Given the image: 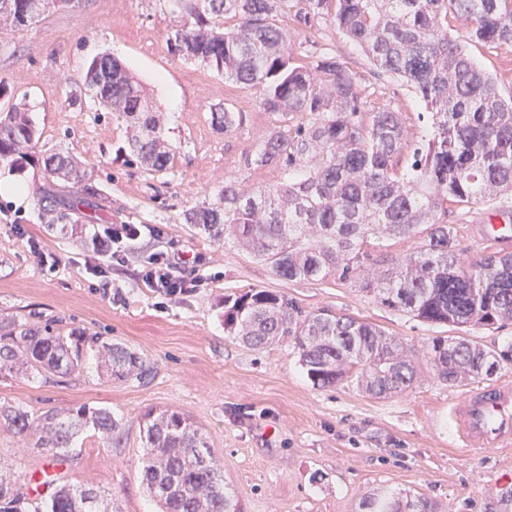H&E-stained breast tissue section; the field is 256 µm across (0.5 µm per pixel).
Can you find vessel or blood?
Returning a JSON list of instances; mask_svg holds the SVG:
<instances>
[{
	"label": "vessel or blood",
	"mask_w": 512,
	"mask_h": 512,
	"mask_svg": "<svg viewBox=\"0 0 512 512\" xmlns=\"http://www.w3.org/2000/svg\"><path fill=\"white\" fill-rule=\"evenodd\" d=\"M456 424L469 448L512 445V385L478 387L455 411Z\"/></svg>",
	"instance_id": "1"
}]
</instances>
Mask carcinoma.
I'll use <instances>...</instances> for the list:
<instances>
[{"label": "carcinoma", "instance_id": "cac0c4a2", "mask_svg": "<svg viewBox=\"0 0 512 512\" xmlns=\"http://www.w3.org/2000/svg\"><path fill=\"white\" fill-rule=\"evenodd\" d=\"M32 0H0V31L39 21ZM288 0H195L173 28L175 50L235 84L261 89L260 107L275 124L255 151V163L282 173V182L250 191L229 180L211 199L185 213L188 224L233 238L284 280L342 279L361 269L367 239L377 233L411 239L420 249L371 274L365 289L387 307L420 321L494 327L512 320V252L463 266L448 226V204L490 203L512 193V98L449 32L468 24L467 39L512 47V0H336L333 23L358 44L376 69L406 82L427 110L413 160L400 168L405 127L401 113L367 106L356 74L333 58L290 63L288 33L276 20ZM90 96L135 131L133 152L157 173L173 168L175 152L160 135L153 102L108 54L91 60ZM37 131L25 108L0 113V163L20 170L35 159ZM45 172L64 171L77 186L69 196L42 188L48 223L93 207L94 190L78 164L62 153L42 157ZM224 331L254 349L291 336L312 384L352 381L377 397L400 394L414 382L416 362L401 338L327 310L305 312L286 295L251 289L224 299ZM426 357L437 378L459 385L491 375L512 361L462 337H435ZM94 358L114 380L142 381L152 368L128 346L103 336L64 335L23 322L0 324V371L21 360L46 379L70 377ZM0 421L37 435L46 466L67 456L87 432L107 447L124 425L106 408L82 404L38 415L0 406ZM142 481L159 512H239L224 490V468L203 433L179 410L140 418ZM93 485L60 484L34 499L19 480H0V512H101ZM363 512H433L425 498L401 501L383 493Z\"/></svg>", "mask_w": 512, "mask_h": 512}]
</instances>
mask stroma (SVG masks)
Listing matches in <instances>:
<instances>
[{"label":"stroma","instance_id":"stroma-1","mask_svg":"<svg viewBox=\"0 0 512 512\" xmlns=\"http://www.w3.org/2000/svg\"><path fill=\"white\" fill-rule=\"evenodd\" d=\"M326 14L282 21L295 65L324 54L349 67L366 86L368 104L401 112L409 159L424 124L422 106L402 80L377 74L365 53ZM181 18L170 0H80L53 8L35 24L0 33V109L25 103L38 131L37 155L72 156L98 196L93 208L72 217V227L45 223L39 193L49 177L38 164L10 172L0 183L26 191L24 200L0 194V321L33 327L52 324L65 333L107 336L153 368L146 382L117 381L96 362L83 373L47 381L21 368L0 374V403L41 413L82 404L110 408L125 428L119 446L85 438L62 460L60 483H90L112 512H157L141 483L143 441L139 419L148 411L176 409L200 428L224 467V484L241 512H361L363 498L383 491L425 497L434 512H512V447H464L451 418L469 386L435 378L424 356L430 340L457 335L456 327L419 321L363 291L361 275L322 281L282 280L244 247L218 240L184 221L224 179L251 190L280 182L281 173L253 163L272 118L259 108L261 91L243 88L186 61L171 48ZM477 63L512 96V47L469 43ZM108 53L120 60L153 97L162 137L175 151L174 167L154 173L137 161L131 132L116 114L90 99L88 63ZM230 110L242 118L231 132L211 122ZM454 249L464 262L512 251L498 237L512 195L494 206L449 204ZM107 224H140L128 262L113 267L101 288L93 265L102 257L92 238ZM176 238L187 256H200L203 284L168 299L145 288L141 262ZM42 256H35L31 241ZM287 294L307 312L329 310L375 324L403 339L415 353L418 378L403 394L378 399L350 382L312 385L293 339L255 350L224 330V298L250 289ZM34 434L0 425V476H25L32 496L42 485L44 456Z\"/></svg>","mask_w":512,"mask_h":512}]
</instances>
